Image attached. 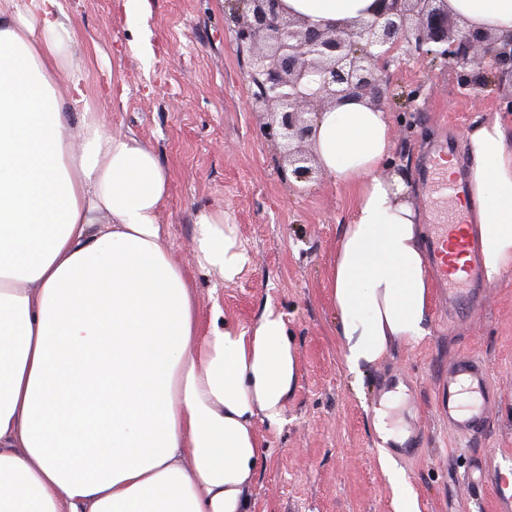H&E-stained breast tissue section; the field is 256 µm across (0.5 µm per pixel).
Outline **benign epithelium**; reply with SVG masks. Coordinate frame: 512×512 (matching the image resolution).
Here are the masks:
<instances>
[{
    "label": "benign epithelium",
    "instance_id": "benign-epithelium-1",
    "mask_svg": "<svg viewBox=\"0 0 512 512\" xmlns=\"http://www.w3.org/2000/svg\"><path fill=\"white\" fill-rule=\"evenodd\" d=\"M372 21L316 29L289 14L282 0H227L224 26L250 51V78L258 86L252 110L270 116L267 134L283 146L299 182L315 173L312 145L316 113L348 101L379 106L393 53L410 51L444 60L461 81L477 85L471 68L490 58L512 75V35L466 29L446 0H381Z\"/></svg>",
    "mask_w": 512,
    "mask_h": 512
}]
</instances>
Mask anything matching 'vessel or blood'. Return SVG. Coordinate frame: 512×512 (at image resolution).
Returning <instances> with one entry per match:
<instances>
[{"label":"vessel or blood","instance_id":"vessel-or-blood-1","mask_svg":"<svg viewBox=\"0 0 512 512\" xmlns=\"http://www.w3.org/2000/svg\"><path fill=\"white\" fill-rule=\"evenodd\" d=\"M424 176L438 180L442 194L450 201L469 203L464 177H457L452 182L444 180L434 165L426 167ZM427 243L449 312L456 313L463 307L474 305L479 299L480 254L478 243L469 231L467 215H460L452 223L438 225ZM495 399L488 370L480 359L462 354L450 363L448 382L442 394L449 429L462 435L481 433L486 427L488 409Z\"/></svg>","mask_w":512,"mask_h":512}]
</instances>
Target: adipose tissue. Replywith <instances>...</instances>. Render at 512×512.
Listing matches in <instances>:
<instances>
[{
	"label": "adipose tissue",
	"mask_w": 512,
	"mask_h": 512,
	"mask_svg": "<svg viewBox=\"0 0 512 512\" xmlns=\"http://www.w3.org/2000/svg\"><path fill=\"white\" fill-rule=\"evenodd\" d=\"M466 27L512 34V0H447ZM326 28L379 0H284ZM75 31L59 0H0V512H250L257 419L285 420L297 360L282 313L243 329L170 258L169 180L137 137L90 111ZM488 281L512 266V139L468 132ZM383 109L313 118L319 169L352 185L329 302L354 378L426 336L432 282L420 211ZM196 252L235 284L251 264L223 210L199 209Z\"/></svg>",
	"instance_id": "adipose-tissue-1"
}]
</instances>
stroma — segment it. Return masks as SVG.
<instances>
[{
  "label": "stroma",
  "mask_w": 512,
  "mask_h": 512,
  "mask_svg": "<svg viewBox=\"0 0 512 512\" xmlns=\"http://www.w3.org/2000/svg\"><path fill=\"white\" fill-rule=\"evenodd\" d=\"M76 32L70 60L87 75L86 95L113 132L132 134L164 163L169 196L159 221L172 260L195 285L202 320L214 306L250 327L265 308L284 314L298 364L286 420H257L261 456L251 481L252 512H396L394 487L379 461L373 414L396 392L392 411L410 442L388 451L417 512H495L496 489L473 464L512 457V268L483 283L480 306L453 319L432 296L428 334L397 344L362 379L345 369L329 305V267L348 223L350 188L318 175L296 182L252 111L249 54L224 27L225 0H146L134 17L122 0H60ZM479 90L462 86L444 61L401 55L386 77L384 109L394 121L392 166L406 171L423 224H441L420 171L433 142H464L496 119L512 130V77L492 61L477 67ZM417 102H410L414 89ZM416 112H409V104ZM223 209L253 262L231 286L202 268L193 216ZM470 352L498 390L486 430L462 438L439 409L448 364Z\"/></svg>",
  "instance_id": "obj_1"
}]
</instances>
